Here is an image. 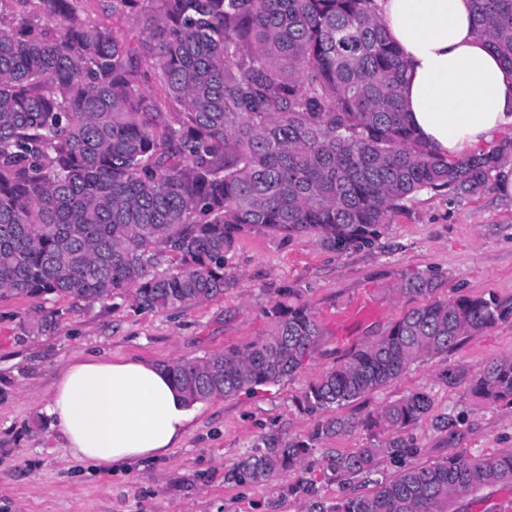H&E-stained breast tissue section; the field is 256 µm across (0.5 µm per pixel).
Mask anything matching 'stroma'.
<instances>
[{
  "label": "stroma",
  "instance_id": "35a3bbf8",
  "mask_svg": "<svg viewBox=\"0 0 512 512\" xmlns=\"http://www.w3.org/2000/svg\"><path fill=\"white\" fill-rule=\"evenodd\" d=\"M225 272L232 284L222 298L174 313L140 309L129 296L85 308L56 296L0 301V512H305L302 501L283 494L287 478L249 486L226 475L267 441L311 440L329 414L307 407L306 388L420 305L401 293L406 278L434 274L439 297L491 295L512 305V197L493 187L452 203L424 192L392 215L372 245L345 252L313 234H249L229 254ZM283 286L298 291L320 328L311 357L291 379L201 403L179 448L126 470H95L61 447L41 408L74 356L138 357L163 366L243 346L272 334L265 310ZM358 305L365 314L340 324V315ZM43 309L55 313L56 324L40 333L32 321ZM509 356L512 318L412 363L344 411L362 418L423 391L432 408L404 434L418 449L414 463L512 448V405L472 392L490 362ZM444 417L456 422L457 436L437 429ZM389 439L361 429L314 442L295 476L315 483L328 503L339 502L364 483L324 470V457ZM511 504L512 487L496 486L450 499L447 512H507Z\"/></svg>",
  "mask_w": 512,
  "mask_h": 512
}]
</instances>
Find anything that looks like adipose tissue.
Instances as JSON below:
<instances>
[{
    "label": "adipose tissue",
    "instance_id": "obj_1",
    "mask_svg": "<svg viewBox=\"0 0 512 512\" xmlns=\"http://www.w3.org/2000/svg\"><path fill=\"white\" fill-rule=\"evenodd\" d=\"M408 63V119L437 154L463 158L512 127V71L475 32L471 0H378ZM71 457L105 470L166 456L197 415L163 367L75 356L44 407Z\"/></svg>",
    "mask_w": 512,
    "mask_h": 512
}]
</instances>
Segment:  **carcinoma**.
Returning a JSON list of instances; mask_svg holds the SVG:
<instances>
[{
  "instance_id": "cac0c4a2",
  "label": "carcinoma",
  "mask_w": 512,
  "mask_h": 512,
  "mask_svg": "<svg viewBox=\"0 0 512 512\" xmlns=\"http://www.w3.org/2000/svg\"><path fill=\"white\" fill-rule=\"evenodd\" d=\"M475 29L512 72V0H472ZM129 39L82 0H0V299L47 295L92 306L132 292L176 312L224 296L226 256L247 233H313L339 251L372 243L417 195L462 200L512 162V139L448 160L411 127L407 62L376 0H112ZM433 276L401 292L426 303L361 346L304 393L337 410L512 315L495 297L440 299ZM266 315L272 335L166 365L190 402L294 376L319 327L291 287ZM473 392L512 405V357ZM432 407L412 392L358 420L338 414L312 436L403 432ZM311 445L267 442L228 479L266 485L301 469ZM397 438L325 469L394 474L329 505L303 479L287 493L308 512H443L458 494L512 485V448L425 465Z\"/></svg>"
}]
</instances>
